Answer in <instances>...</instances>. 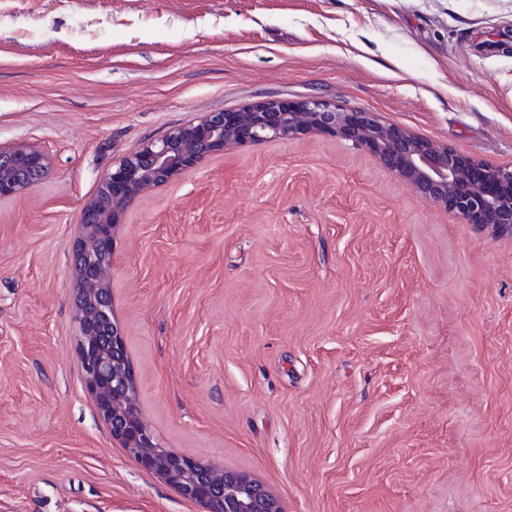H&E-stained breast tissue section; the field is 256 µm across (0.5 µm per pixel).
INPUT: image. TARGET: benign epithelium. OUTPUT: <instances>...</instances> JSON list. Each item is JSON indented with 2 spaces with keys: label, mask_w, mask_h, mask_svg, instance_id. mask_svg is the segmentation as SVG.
Returning <instances> with one entry per match:
<instances>
[{
  "label": "benign epithelium",
  "mask_w": 512,
  "mask_h": 512,
  "mask_svg": "<svg viewBox=\"0 0 512 512\" xmlns=\"http://www.w3.org/2000/svg\"><path fill=\"white\" fill-rule=\"evenodd\" d=\"M335 137L365 150L438 205L479 229L512 228V169L476 161L446 146L382 122L373 112L346 110L322 97L288 102L265 99L235 112H209L148 139L112 164L84 206L73 245L76 352L86 389L112 439L142 468L206 512H284L280 499L250 474L200 461L162 446L137 405L138 390L124 332L112 306L111 274L117 236L129 205L166 185L205 157L231 147ZM51 156L39 145H0V200L18 196L45 178Z\"/></svg>",
  "instance_id": "7a95c632"
}]
</instances>
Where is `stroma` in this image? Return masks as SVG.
Returning <instances> with one entry per match:
<instances>
[{
    "label": "stroma",
    "mask_w": 512,
    "mask_h": 512,
    "mask_svg": "<svg viewBox=\"0 0 512 512\" xmlns=\"http://www.w3.org/2000/svg\"><path fill=\"white\" fill-rule=\"evenodd\" d=\"M312 95L512 168V0H0V512H204L127 456L75 351L72 246L115 159ZM145 421L285 512H512V237L330 136L137 198L112 267ZM52 167L51 156L39 145L16 142L0 145V200L18 196L44 179ZM37 173V180L28 174Z\"/></svg>",
    "instance_id": "obj_1"
}]
</instances>
